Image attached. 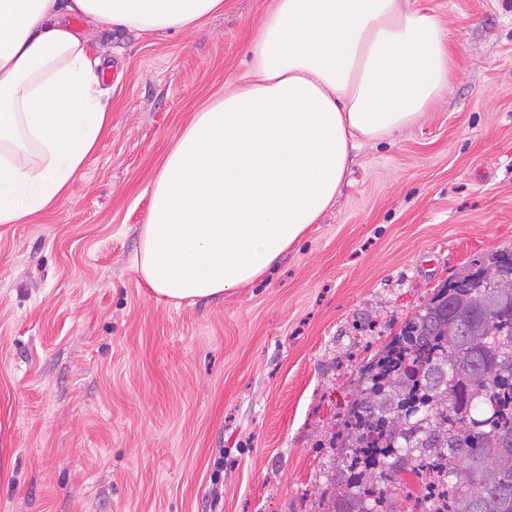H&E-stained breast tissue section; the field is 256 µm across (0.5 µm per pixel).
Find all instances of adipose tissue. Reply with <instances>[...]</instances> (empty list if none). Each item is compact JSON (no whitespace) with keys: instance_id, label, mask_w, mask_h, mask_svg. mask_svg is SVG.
I'll return each instance as SVG.
<instances>
[{"instance_id":"ef3b65f1","label":"adipose tissue","mask_w":512,"mask_h":512,"mask_svg":"<svg viewBox=\"0 0 512 512\" xmlns=\"http://www.w3.org/2000/svg\"><path fill=\"white\" fill-rule=\"evenodd\" d=\"M224 0H0V224L55 208L110 130L101 60L68 19L166 37ZM446 31L401 0H274L243 82L196 113L151 185L135 264L179 305L265 276L335 200L359 141L448 88Z\"/></svg>"}]
</instances>
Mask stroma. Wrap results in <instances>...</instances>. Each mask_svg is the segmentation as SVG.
<instances>
[{
    "instance_id": "35a3bbf8",
    "label": "stroma",
    "mask_w": 512,
    "mask_h": 512,
    "mask_svg": "<svg viewBox=\"0 0 512 512\" xmlns=\"http://www.w3.org/2000/svg\"><path fill=\"white\" fill-rule=\"evenodd\" d=\"M448 89L357 151L336 201L266 277L174 306L134 259L148 187L247 69L272 0L168 37L70 23L112 130L65 201L0 224V512H322L360 370L452 275L512 247V0H420Z\"/></svg>"
}]
</instances>
